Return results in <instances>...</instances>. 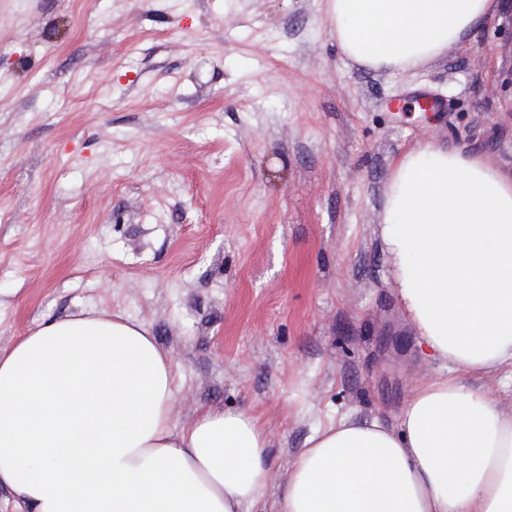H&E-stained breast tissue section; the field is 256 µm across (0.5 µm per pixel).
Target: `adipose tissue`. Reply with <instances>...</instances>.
<instances>
[{
    "label": "adipose tissue",
    "mask_w": 512,
    "mask_h": 512,
    "mask_svg": "<svg viewBox=\"0 0 512 512\" xmlns=\"http://www.w3.org/2000/svg\"><path fill=\"white\" fill-rule=\"evenodd\" d=\"M344 59L417 75L501 0H326ZM379 236L428 364L398 427L347 413L300 448L277 512H512V166L416 143L389 164ZM170 357L135 319L41 323L0 353V486L17 512H249L271 482L253 417L173 423Z\"/></svg>",
    "instance_id": "adipose-tissue-1"
}]
</instances>
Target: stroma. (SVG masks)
Masks as SVG:
<instances>
[{
    "label": "stroma",
    "mask_w": 512,
    "mask_h": 512,
    "mask_svg": "<svg viewBox=\"0 0 512 512\" xmlns=\"http://www.w3.org/2000/svg\"><path fill=\"white\" fill-rule=\"evenodd\" d=\"M432 140L512 163V13L412 78L347 64L326 0H0V351L145 323L175 426L252 414L277 493L313 428L396 423L423 369L377 227Z\"/></svg>",
    "instance_id": "1"
}]
</instances>
